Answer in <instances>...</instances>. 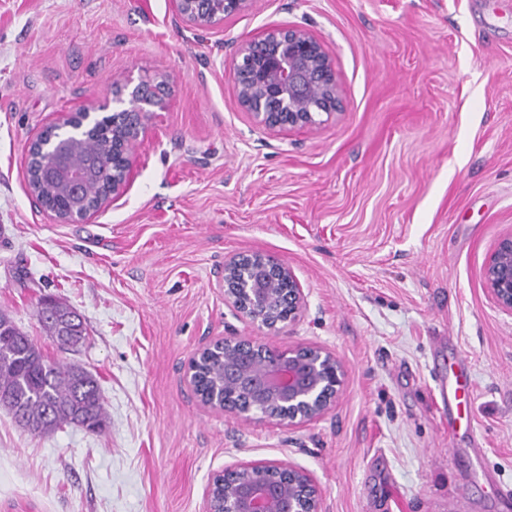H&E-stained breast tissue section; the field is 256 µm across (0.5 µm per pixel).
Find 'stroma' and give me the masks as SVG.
I'll return each mask as SVG.
<instances>
[{"label":"stroma","mask_w":512,"mask_h":512,"mask_svg":"<svg viewBox=\"0 0 512 512\" xmlns=\"http://www.w3.org/2000/svg\"><path fill=\"white\" fill-rule=\"evenodd\" d=\"M270 24L331 55L340 109L319 125L275 132L237 102L236 50ZM159 74L125 196L58 223L27 143ZM511 230L512 0H250L207 31L169 0H0V311L92 372L108 416L37 434L0 407V512H204L211 477L255 461L308 471L324 512H512V316L481 277ZM243 251L293 268L298 323L225 304ZM46 295L81 315L78 351L41 326ZM227 336L332 351L336 406L288 427L203 405L188 360ZM459 351L473 395L452 436L437 392Z\"/></svg>","instance_id":"1"}]
</instances>
